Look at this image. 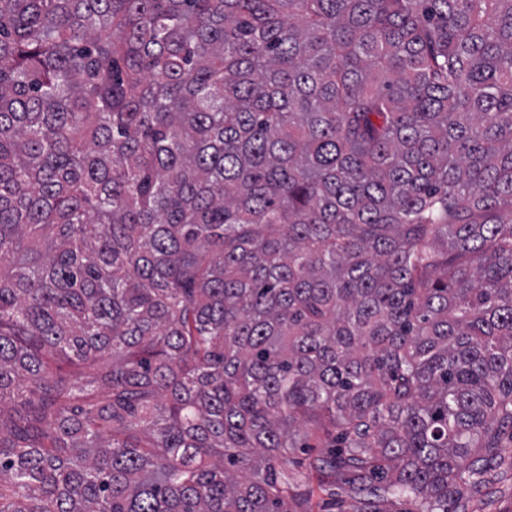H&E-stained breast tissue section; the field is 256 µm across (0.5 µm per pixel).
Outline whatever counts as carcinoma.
<instances>
[{
  "instance_id": "cac0c4a2",
  "label": "carcinoma",
  "mask_w": 512,
  "mask_h": 512,
  "mask_svg": "<svg viewBox=\"0 0 512 512\" xmlns=\"http://www.w3.org/2000/svg\"><path fill=\"white\" fill-rule=\"evenodd\" d=\"M512 442V0H0V512H415ZM319 448H296L290 453L288 475L293 476L290 493L306 499L307 512H364L359 499L330 484L318 471L309 466L319 454Z\"/></svg>"
}]
</instances>
